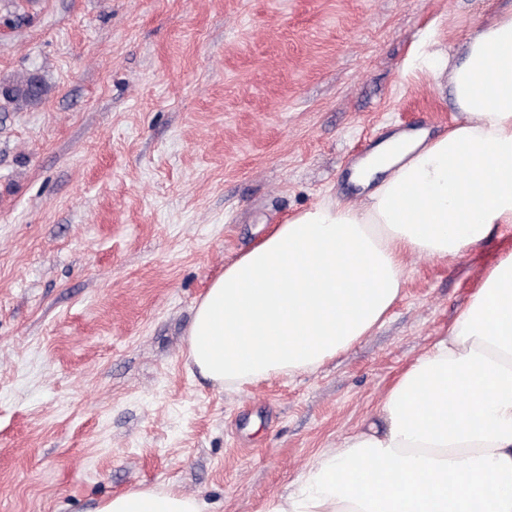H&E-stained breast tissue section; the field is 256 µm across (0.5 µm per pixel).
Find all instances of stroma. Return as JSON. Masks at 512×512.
<instances>
[{
  "label": "stroma",
  "instance_id": "stroma-1",
  "mask_svg": "<svg viewBox=\"0 0 512 512\" xmlns=\"http://www.w3.org/2000/svg\"><path fill=\"white\" fill-rule=\"evenodd\" d=\"M492 0H30L0 23V512H96L143 485L265 512L373 413L512 253L413 257L384 321L321 366L227 391L187 333L225 264L324 198L388 135L447 129L431 42ZM48 88L40 75L30 71L16 72L0 83V98L3 106L0 109H11L21 112L41 104L47 95Z\"/></svg>",
  "mask_w": 512,
  "mask_h": 512
}]
</instances>
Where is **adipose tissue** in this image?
Here are the masks:
<instances>
[{"instance_id":"1","label":"adipose tissue","mask_w":512,"mask_h":512,"mask_svg":"<svg viewBox=\"0 0 512 512\" xmlns=\"http://www.w3.org/2000/svg\"><path fill=\"white\" fill-rule=\"evenodd\" d=\"M459 117L402 131L326 198L229 263L198 303L186 359L225 390L317 367L382 321L409 257L456 258L512 224V0L447 59ZM97 512H201L139 488ZM267 512H512V254L392 381L362 428Z\"/></svg>"}]
</instances>
